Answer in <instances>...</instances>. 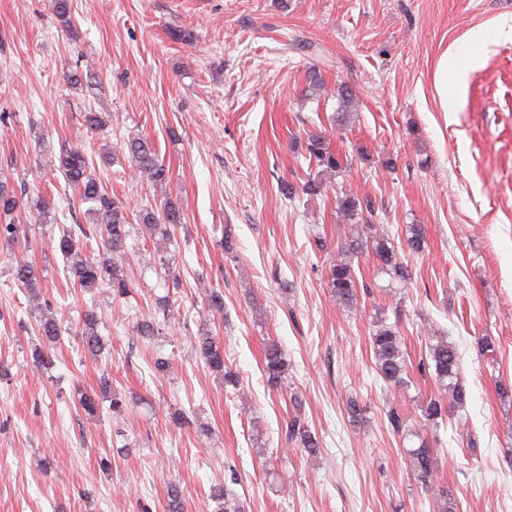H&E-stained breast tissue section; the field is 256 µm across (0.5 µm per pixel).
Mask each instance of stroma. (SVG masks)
Segmentation results:
<instances>
[{
    "instance_id": "35a3bbf8",
    "label": "stroma",
    "mask_w": 512,
    "mask_h": 512,
    "mask_svg": "<svg viewBox=\"0 0 512 512\" xmlns=\"http://www.w3.org/2000/svg\"><path fill=\"white\" fill-rule=\"evenodd\" d=\"M506 20L512 0H73L67 32L50 0H0V181L54 205L42 223L20 214L18 243L0 247V512H165L173 484L185 512H214L227 482L242 512H432L386 419L392 403L413 408L437 391L418 369L428 323L456 345L467 390L435 433L438 481L457 512H512V37L497 34ZM179 30L194 40H174ZM445 57L457 73L443 95ZM76 62L97 90L65 83ZM313 66L357 95L334 130L353 166L327 179L326 195L285 201L280 183L310 171L302 137L330 129L336 113V100L305 96ZM89 110L107 113L104 128L86 129ZM136 135L156 144L165 183L134 176L126 142ZM82 140L110 150L104 179L130 214L171 195L182 202L175 241L134 230L126 300L74 290L50 246L60 225L89 222L52 166ZM344 188L371 202L376 223L395 233L420 224L427 238L394 295L371 255L355 259L365 288L354 313L325 281L344 239ZM14 252L40 270L41 296L62 320L50 368L33 362L39 312L10 275ZM162 258L182 287L156 271ZM204 283L223 291V313L208 310ZM162 296L178 318L142 341L130 309ZM91 307L109 344L98 358L79 336ZM381 313L401 322L402 393L375 371ZM205 332L223 343L238 389L196 353ZM484 336L495 350L483 356ZM271 341L288 361L274 391L262 371ZM159 356L167 371H155ZM104 380L127 406L116 416L104 401L86 416L78 395ZM298 404L322 441L313 458L282 435Z\"/></svg>"
}]
</instances>
